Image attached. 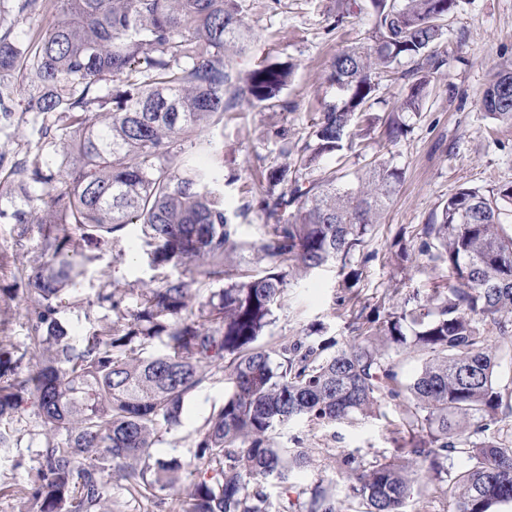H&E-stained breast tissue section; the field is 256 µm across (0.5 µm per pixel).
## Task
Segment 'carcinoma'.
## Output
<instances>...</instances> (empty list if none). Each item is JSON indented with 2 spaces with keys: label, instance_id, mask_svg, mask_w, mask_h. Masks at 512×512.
Returning <instances> with one entry per match:
<instances>
[{
  "label": "carcinoma",
  "instance_id": "carcinoma-1",
  "mask_svg": "<svg viewBox=\"0 0 512 512\" xmlns=\"http://www.w3.org/2000/svg\"><path fill=\"white\" fill-rule=\"evenodd\" d=\"M53 2V24L22 46L0 32V73L22 67L35 151L0 159V217L40 226L44 261L22 272L30 346L0 347V421L34 407L44 437L25 512H124L114 483L165 494L183 512H409L413 494L446 503L444 512H498L512 503V392L497 379L491 335L512 350V185L448 195L425 225L420 252L448 269V287L403 299L400 307L360 310L353 336H302L276 348L258 344L272 322L290 269L310 270L361 249L391 202L402 173L385 158L358 185L336 176L308 183L291 168L315 170L322 158L363 145L376 125L368 113L378 80L403 73L401 111L418 112L429 77L444 64L437 45L456 0H370L369 42L334 57L328 80L345 92L313 119L292 163L269 168L260 207L274 223L255 249L266 267L241 273V248L218 179L196 168L190 149L204 128L239 103L270 105L292 66L261 62L245 85L233 81L244 54L238 0H21L39 12ZM112 87L100 93V83ZM13 88L0 82L3 107ZM495 121L512 123V68L498 71L481 97ZM179 159L182 169L171 167ZM136 224L151 263L179 261L189 276L126 290L106 284L88 308L112 321L72 341L58 319L77 288L90 252ZM421 357L408 383L391 350ZM228 381L224 404L199 430L184 475L175 458L155 456L163 434L181 424L186 402L211 381ZM397 455L345 457L347 494L321 484L290 497L294 473L313 449L276 429L353 423L382 415ZM17 438L0 426V464L17 468ZM464 457L466 467L448 465ZM289 495L273 510L266 489Z\"/></svg>",
  "mask_w": 512,
  "mask_h": 512
}]
</instances>
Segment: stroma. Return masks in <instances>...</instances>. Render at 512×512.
Returning a JSON list of instances; mask_svg holds the SVG:
<instances>
[{"label":"stroma","instance_id":"1","mask_svg":"<svg viewBox=\"0 0 512 512\" xmlns=\"http://www.w3.org/2000/svg\"><path fill=\"white\" fill-rule=\"evenodd\" d=\"M343 0H239L248 47L238 58L234 74L244 81L246 72L262 60L292 64L293 75L282 91L281 106L228 110L223 122L210 127L204 143L193 155L198 167L215 166L213 149L224 156L220 185L224 206L248 243L235 254L243 269L255 274L264 263L254 245L264 236L266 216L259 207L258 180L263 170L282 163L283 150H297L307 139L314 117L339 91L326 76L333 58L349 46L365 44L369 36L370 2L357 0L344 20H337ZM52 9L26 13L18 0H0V30L11 31L19 41L45 31ZM444 66L433 75L430 92L420 111L407 112L404 136L389 143L380 137L368 140L365 149L346 150L325 159L322 168L336 173L340 183L356 184L374 157L384 156L404 171L392 202L368 239L364 252L354 253L346 266L359 270L352 287H344L339 264L294 271L286 277L285 291L275 311L274 323L259 339L271 347L283 338L332 336L345 342L357 312L383 298L401 302L411 293L426 294L443 288L448 279L442 268L418 253L424 227L449 193L461 187L483 191L512 184V124L485 116L480 95L500 68L512 65V0H457L447 31L438 47ZM14 87L10 106L11 128L0 132V157L11 161L32 150V113L22 90L20 74L9 78ZM406 245L408 259L397 256ZM43 247L38 225L19 231L10 219H0V343L18 348L28 343L23 285L16 272L36 266ZM371 253L363 261V253ZM183 265L153 267L144 242L129 236L103 244L87 263L82 293L93 297L104 283L121 288H141L163 278L183 277ZM231 386L225 381L209 384L189 402L182 427L165 434L155 448L157 456L178 458L184 472L195 469L197 432L214 409L224 403ZM306 436L315 447V461L296 479L297 487L317 483L343 491L344 481L336 462L348 454L364 458L393 456L395 446L384 420L369 418L355 424L309 429L295 423L281 429L280 441Z\"/></svg>","mask_w":512,"mask_h":512}]
</instances>
